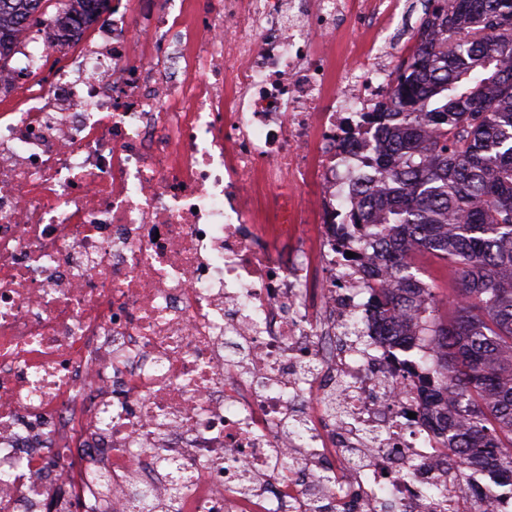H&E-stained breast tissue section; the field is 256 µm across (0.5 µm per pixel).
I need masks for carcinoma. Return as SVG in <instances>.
Here are the masks:
<instances>
[{
    "label": "carcinoma",
    "instance_id": "cac0c4a2",
    "mask_svg": "<svg viewBox=\"0 0 512 512\" xmlns=\"http://www.w3.org/2000/svg\"><path fill=\"white\" fill-rule=\"evenodd\" d=\"M74 0H0V60L22 24L74 36ZM109 0H84V25ZM416 44L395 69L376 113L385 193L367 195L353 220L373 225L377 271L400 292L381 304L417 316L440 357L430 396L453 388L467 428L448 421L463 468L490 461L512 476V0H428ZM421 247L453 260L459 279L439 316L432 288L415 287L403 262Z\"/></svg>",
    "mask_w": 512,
    "mask_h": 512
}]
</instances>
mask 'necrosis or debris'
Here are the masks:
<instances>
[{
  "label": "necrosis or debris",
  "instance_id": "obj_1",
  "mask_svg": "<svg viewBox=\"0 0 512 512\" xmlns=\"http://www.w3.org/2000/svg\"><path fill=\"white\" fill-rule=\"evenodd\" d=\"M398 0H114L0 65V512H512L373 296ZM63 62L44 72L47 55Z\"/></svg>",
  "mask_w": 512,
  "mask_h": 512
}]
</instances>
